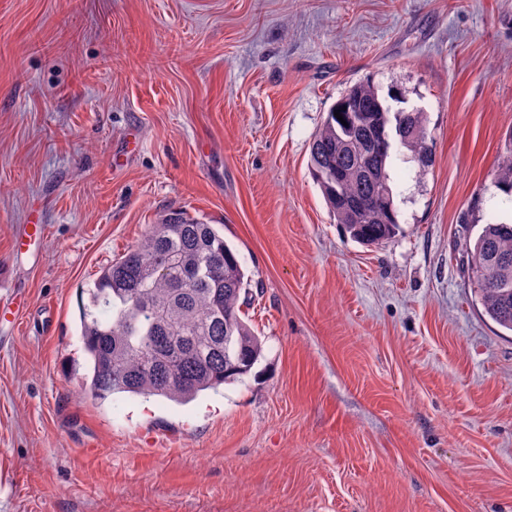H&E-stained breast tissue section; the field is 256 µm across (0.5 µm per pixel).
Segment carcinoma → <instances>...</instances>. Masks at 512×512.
<instances>
[{
  "mask_svg": "<svg viewBox=\"0 0 512 512\" xmlns=\"http://www.w3.org/2000/svg\"><path fill=\"white\" fill-rule=\"evenodd\" d=\"M339 111L343 120L334 116ZM412 136L390 132L394 111L369 82L350 86L310 145V174L336 223L362 245L399 231L390 169L394 141L422 166L432 162L423 112L408 113ZM497 184L512 191V147L499 155ZM470 285L484 313L512 332V223L496 217L466 249ZM248 281L237 252L212 224L171 211L139 244L104 267L81 316L86 387L184 403L248 376L262 342L241 318Z\"/></svg>",
  "mask_w": 512,
  "mask_h": 512,
  "instance_id": "obj_1",
  "label": "carcinoma"
}]
</instances>
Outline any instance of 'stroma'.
Wrapping results in <instances>:
<instances>
[{"instance_id": "35a3bbf8", "label": "stroma", "mask_w": 512, "mask_h": 512, "mask_svg": "<svg viewBox=\"0 0 512 512\" xmlns=\"http://www.w3.org/2000/svg\"><path fill=\"white\" fill-rule=\"evenodd\" d=\"M367 79L433 143L371 247L309 172ZM511 138L512 0H0V512H512V336L462 268ZM171 210L223 225L262 356L86 396L88 289Z\"/></svg>"}]
</instances>
